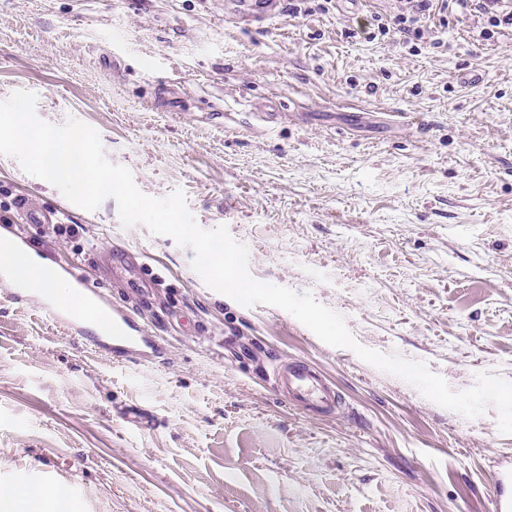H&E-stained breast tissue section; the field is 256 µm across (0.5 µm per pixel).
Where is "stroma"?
I'll return each instance as SVG.
<instances>
[{"mask_svg":"<svg viewBox=\"0 0 512 512\" xmlns=\"http://www.w3.org/2000/svg\"><path fill=\"white\" fill-rule=\"evenodd\" d=\"M302 7L254 33L225 25L224 0H0V101L27 90L39 118L95 128L143 193L182 189L201 228L248 246L254 279L311 291L360 345L456 391L512 382V30L483 38L452 2L420 36L368 39L390 0ZM166 80L181 100L157 98ZM0 184L82 225L5 230L92 287L112 285L104 250L134 253L168 339L159 361H117L0 287V485L62 491L76 512H491L512 459L495 410L465 418L286 311L211 290L191 249L123 228L114 199L84 210L7 155ZM277 356L318 367L345 414L279 399Z\"/></svg>","mask_w":512,"mask_h":512,"instance_id":"obj_1","label":"stroma"}]
</instances>
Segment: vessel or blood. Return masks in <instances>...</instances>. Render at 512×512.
Listing matches in <instances>:
<instances>
[{"label": "vessel or blood", "instance_id": "1", "mask_svg": "<svg viewBox=\"0 0 512 512\" xmlns=\"http://www.w3.org/2000/svg\"><path fill=\"white\" fill-rule=\"evenodd\" d=\"M285 5V0H225L224 21L240 30L264 31L285 15ZM20 214L26 224L58 221L56 210L25 199L20 202ZM68 273L82 307H62L52 293L34 294L19 285L13 288L12 295L16 301L34 305L44 316L95 348L133 362L162 357L159 337L145 327L135 310L89 287L87 276L76 268H69ZM272 387L289 404L308 412L334 417L344 410V400L335 385L301 358H277L272 366ZM492 481L493 512H512V461L498 467Z\"/></svg>", "mask_w": 512, "mask_h": 512}]
</instances>
